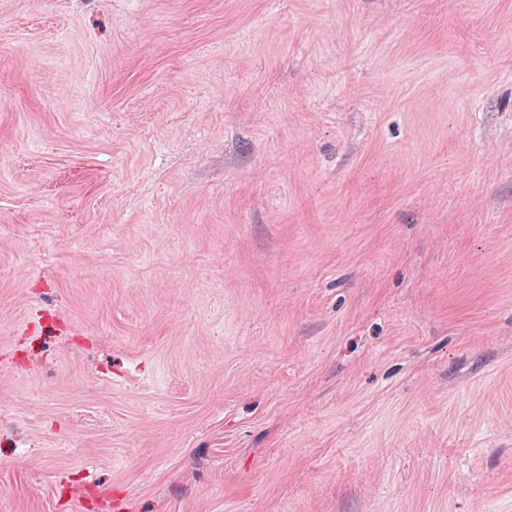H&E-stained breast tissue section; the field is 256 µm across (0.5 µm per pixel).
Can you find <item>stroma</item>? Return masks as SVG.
<instances>
[{"instance_id": "35a3bbf8", "label": "stroma", "mask_w": 512, "mask_h": 512, "mask_svg": "<svg viewBox=\"0 0 512 512\" xmlns=\"http://www.w3.org/2000/svg\"><path fill=\"white\" fill-rule=\"evenodd\" d=\"M0 512H512V0H0Z\"/></svg>"}]
</instances>
